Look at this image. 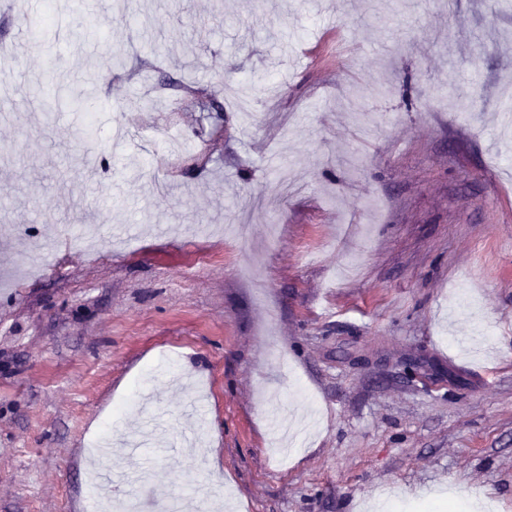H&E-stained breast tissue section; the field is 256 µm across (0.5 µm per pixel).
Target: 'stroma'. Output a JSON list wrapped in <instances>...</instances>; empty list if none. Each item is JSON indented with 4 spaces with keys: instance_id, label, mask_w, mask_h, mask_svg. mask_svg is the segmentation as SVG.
Here are the masks:
<instances>
[{
    "instance_id": "obj_1",
    "label": "stroma",
    "mask_w": 512,
    "mask_h": 512,
    "mask_svg": "<svg viewBox=\"0 0 512 512\" xmlns=\"http://www.w3.org/2000/svg\"><path fill=\"white\" fill-rule=\"evenodd\" d=\"M54 12L0 97V512H512V9L501 0H0ZM54 61L96 135L46 124ZM98 146L95 171L83 164Z\"/></svg>"
}]
</instances>
